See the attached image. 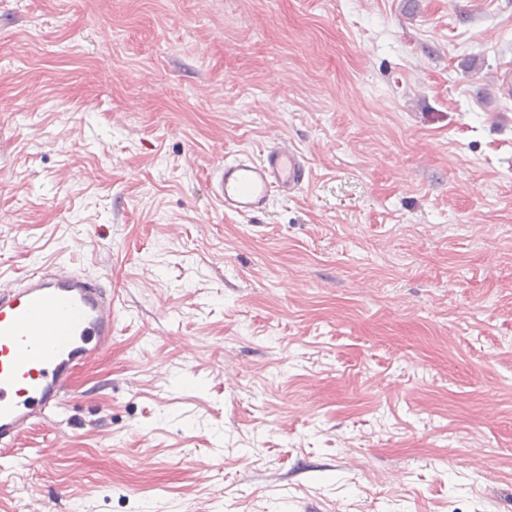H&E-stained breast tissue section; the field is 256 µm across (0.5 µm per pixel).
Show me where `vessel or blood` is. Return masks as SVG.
Wrapping results in <instances>:
<instances>
[{"instance_id":"obj_1","label":"vessel or blood","mask_w":512,"mask_h":512,"mask_svg":"<svg viewBox=\"0 0 512 512\" xmlns=\"http://www.w3.org/2000/svg\"><path fill=\"white\" fill-rule=\"evenodd\" d=\"M308 177L304 155L277 143L217 166L212 194L225 212L256 215ZM114 302L98 278L62 263L41 264L0 291L1 448L64 405L78 369L112 342Z\"/></svg>"}]
</instances>
